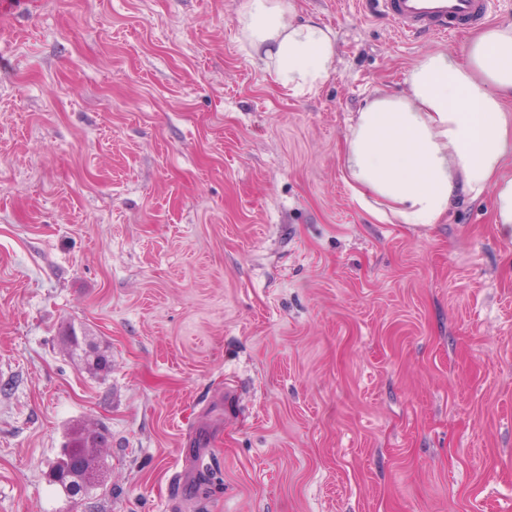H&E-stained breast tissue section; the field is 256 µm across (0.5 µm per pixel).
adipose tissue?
<instances>
[{"label": "adipose tissue", "mask_w": 512, "mask_h": 512, "mask_svg": "<svg viewBox=\"0 0 512 512\" xmlns=\"http://www.w3.org/2000/svg\"><path fill=\"white\" fill-rule=\"evenodd\" d=\"M239 41L293 96L317 93L335 71L333 29L300 18L294 0H244ZM405 94H376L345 139V182L381 223H441L455 202L492 194L512 235V22L472 35L460 53L428 52L405 73Z\"/></svg>", "instance_id": "1"}]
</instances>
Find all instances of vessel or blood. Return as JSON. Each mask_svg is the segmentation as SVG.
<instances>
[{
	"mask_svg": "<svg viewBox=\"0 0 512 512\" xmlns=\"http://www.w3.org/2000/svg\"><path fill=\"white\" fill-rule=\"evenodd\" d=\"M374 11L386 15L398 32L412 39L422 35L449 36L463 25L488 14L486 0H368Z\"/></svg>",
	"mask_w": 512,
	"mask_h": 512,
	"instance_id": "b4317fda",
	"label": "vessel or blood"
}]
</instances>
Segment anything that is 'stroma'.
Returning <instances> with one entry per match:
<instances>
[{
    "mask_svg": "<svg viewBox=\"0 0 512 512\" xmlns=\"http://www.w3.org/2000/svg\"><path fill=\"white\" fill-rule=\"evenodd\" d=\"M242 3L0 14V512H512V238L488 196L375 222L341 164L375 90L466 34L296 0L338 54L294 97ZM83 430L104 481L71 499L50 463Z\"/></svg>",
    "mask_w": 512,
    "mask_h": 512,
    "instance_id": "35a3bbf8",
    "label": "stroma"
}]
</instances>
